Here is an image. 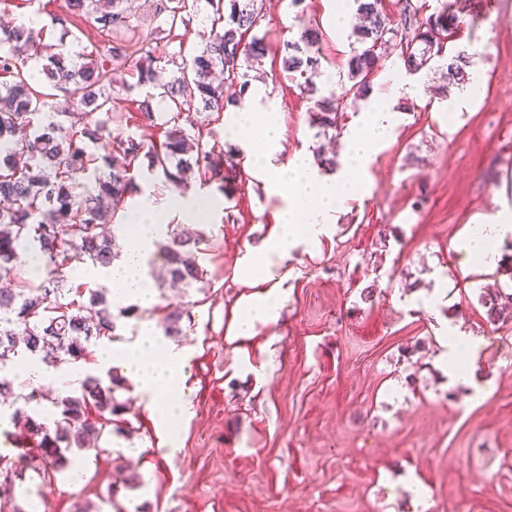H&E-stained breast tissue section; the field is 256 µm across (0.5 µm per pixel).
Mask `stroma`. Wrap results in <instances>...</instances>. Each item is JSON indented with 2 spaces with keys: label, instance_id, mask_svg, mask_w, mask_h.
Here are the masks:
<instances>
[{
  "label": "stroma",
  "instance_id": "obj_1",
  "mask_svg": "<svg viewBox=\"0 0 512 512\" xmlns=\"http://www.w3.org/2000/svg\"><path fill=\"white\" fill-rule=\"evenodd\" d=\"M469 0L465 23L447 53L470 56L483 79L476 97L460 88L437 95L439 73L422 77L419 95L397 101L395 136L376 155L366 193L339 210L335 228L288 260L294 275L276 324L259 326L237 350L226 348L229 314L245 286L234 271L248 248L266 239L277 201L248 169L236 196L190 182L216 206L194 231L203 282L158 289L139 318L119 319L115 338L140 320L161 323L190 313L179 344L191 353L185 392L193 415L179 449H156L151 412L123 391L130 433L103 436L100 452H76L80 475L48 486L26 470L24 487L43 512H419L403 478L414 476L434 512H512V323H488L481 287L512 289V239L491 267L466 263L457 250L483 215L512 204V0ZM339 0H268L271 43L297 25L319 26L326 61L319 90L338 83L352 26L332 24ZM71 0H0V22L66 18ZM285 129V151L318 141L309 98L267 55L256 72ZM145 89L115 83L109 124L114 136L152 131L137 102ZM461 97L458 112L449 96ZM372 288L371 300L361 292ZM447 291L436 310L423 300ZM457 325L481 341L466 361L492 389L482 403L435 361L437 338ZM265 366L254 382L247 366ZM133 484L119 482V475Z\"/></svg>",
  "mask_w": 512,
  "mask_h": 512
}]
</instances>
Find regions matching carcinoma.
Returning <instances> with one entry per match:
<instances>
[{"label":"carcinoma","instance_id":"1","mask_svg":"<svg viewBox=\"0 0 512 512\" xmlns=\"http://www.w3.org/2000/svg\"><path fill=\"white\" fill-rule=\"evenodd\" d=\"M206 2L209 32L190 62L168 61L177 67L173 80L157 83L153 40L162 33L168 42H183L191 33L199 3ZM77 16L94 20L100 36L108 43V58L84 53L77 63L63 49L45 43L46 29L24 25L0 27V278L16 281L13 288H0V373L24 362L50 369L87 361L90 347L109 338L121 317L132 318L139 308L127 306L113 312L112 291L96 285L70 298L62 288L65 270L87 260L108 266L121 255L118 235L128 225L120 223L108 237L101 226L114 219L118 207L141 193L135 169L164 177L176 188L187 184V173H198L229 200L237 190L238 149L220 150L209 145L195 129L184 102L191 98L202 110L223 113L241 105L250 89L247 69L258 66L272 51L263 31L264 0H160L158 25L148 33L130 26L123 0H72ZM359 23L352 30L355 41L347 61L348 85L341 91L328 90L313 101L312 123L318 135L338 132L344 112L366 99L372 78L383 67L378 50L391 46L407 74L414 75L441 55L442 41L455 36L463 23L462 0H440L428 16L424 5L404 0L398 23L384 13L381 0H352ZM318 26L302 30L297 39L277 48L282 71L301 93H317L314 78L321 75V42ZM42 62V85L59 91L69 100L82 122L71 121L69 112H49L51 94L34 87L27 75L28 63ZM129 66L135 84L128 89L152 85L168 111L157 112L153 97L139 101L138 109L151 124L162 121L169 127L165 138L155 142L130 134L119 141H105L112 121L113 68L109 62ZM468 57L460 52L445 67L448 83L469 82ZM107 142L110 150L97 155L92 148ZM203 235L194 238L171 233L159 245L167 279L174 287H189L202 281L198 263ZM38 251L50 277L34 285L19 278L30 251ZM479 300L493 325L512 322V292L501 289L482 293ZM185 313L173 310L162 328L168 337L183 333ZM108 380L88 375L80 394L51 398L50 416L31 406L38 401L36 389L15 390L14 383L0 378V397L13 399L10 421L20 423L36 441L39 463L33 467L0 462V495L15 481L23 480L29 467L43 482L75 465L69 453L86 449L90 438L100 439L105 430L123 431L125 402L117 397L124 378L113 369Z\"/></svg>","mask_w":512,"mask_h":512}]
</instances>
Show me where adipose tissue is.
Masks as SVG:
<instances>
[{
	"label": "adipose tissue",
	"mask_w": 512,
	"mask_h": 512,
	"mask_svg": "<svg viewBox=\"0 0 512 512\" xmlns=\"http://www.w3.org/2000/svg\"><path fill=\"white\" fill-rule=\"evenodd\" d=\"M417 85L391 80L387 91L374 94L368 109L358 116L343 135L344 156L355 167L364 169L373 161L380 147L390 140L396 124L394 105L403 97L419 94ZM263 88H253L241 107L224 115V131L234 134L253 130L256 142H240L239 155L245 166L261 176L267 193L280 201L277 222L265 242L248 250L239 262L235 276L250 286V294L237 303L227 328L228 341L252 336L256 325L278 321L287 299L283 288L290 273L285 262L301 245L319 239L330 231L338 209L358 198L359 181L343 173L322 175L308 154L299 152L284 159L280 156L283 129L274 108L264 101ZM202 199L194 193L164 201L141 197L130 210L127 221L136 232L119 260L110 266L94 268V275L105 278L112 290L114 303L134 301L150 306L154 301L153 281L148 262L157 250L158 241L168 229L170 213L179 214L184 223L199 219ZM512 237V207L501 206L486 215L469 230L462 250L467 261L492 265L500 242ZM437 361L451 378L466 379L477 401H485L490 391L475 380L472 371L460 363L463 350L479 345L477 338L451 327L440 337ZM189 354L186 348L166 340L148 322L140 324L135 335L112 343L99 356V369L120 367L130 376L141 398L150 408L159 436H167L173 421L185 420L191 413L190 400L183 398ZM179 402H171L172 394Z\"/></svg>",
	"instance_id": "adipose-tissue-1"
}]
</instances>
